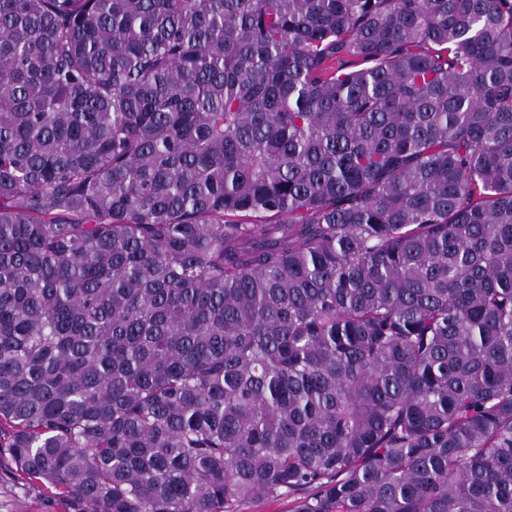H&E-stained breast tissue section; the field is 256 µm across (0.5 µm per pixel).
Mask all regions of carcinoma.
Segmentation results:
<instances>
[{
  "instance_id": "obj_1",
  "label": "carcinoma",
  "mask_w": 512,
  "mask_h": 512,
  "mask_svg": "<svg viewBox=\"0 0 512 512\" xmlns=\"http://www.w3.org/2000/svg\"><path fill=\"white\" fill-rule=\"evenodd\" d=\"M2 461L512 512V0H0Z\"/></svg>"
}]
</instances>
